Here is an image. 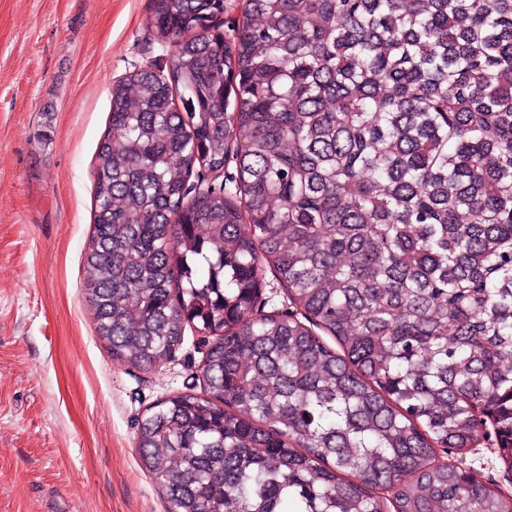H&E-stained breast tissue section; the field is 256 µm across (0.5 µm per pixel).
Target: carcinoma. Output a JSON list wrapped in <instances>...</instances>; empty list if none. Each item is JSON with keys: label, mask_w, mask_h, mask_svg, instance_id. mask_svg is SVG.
<instances>
[{"label": "carcinoma", "mask_w": 512, "mask_h": 512, "mask_svg": "<svg viewBox=\"0 0 512 512\" xmlns=\"http://www.w3.org/2000/svg\"><path fill=\"white\" fill-rule=\"evenodd\" d=\"M222 14L152 0L171 63L112 86L85 253L114 360L208 337L138 425L169 512H512L435 462L512 469V0ZM267 268L300 312L256 311ZM437 459L444 463H454L471 471L479 480L487 483L495 479L502 480L505 468L500 459L494 454L487 445L480 444L476 448H471L466 454L455 455L448 453V460L437 451Z\"/></svg>", "instance_id": "obj_1"}]
</instances>
